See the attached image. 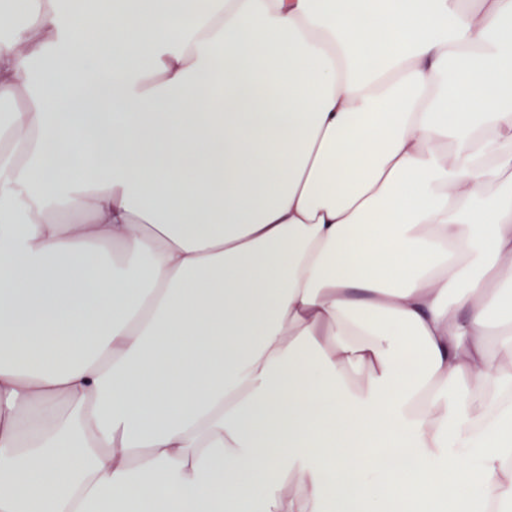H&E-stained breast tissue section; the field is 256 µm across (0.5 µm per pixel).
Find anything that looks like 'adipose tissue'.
Masks as SVG:
<instances>
[{"mask_svg": "<svg viewBox=\"0 0 512 512\" xmlns=\"http://www.w3.org/2000/svg\"><path fill=\"white\" fill-rule=\"evenodd\" d=\"M19 14L0 512H512V0Z\"/></svg>", "mask_w": 512, "mask_h": 512, "instance_id": "adipose-tissue-1", "label": "adipose tissue"}]
</instances>
